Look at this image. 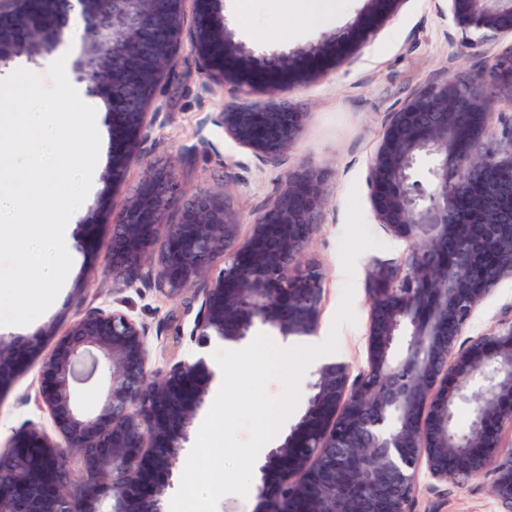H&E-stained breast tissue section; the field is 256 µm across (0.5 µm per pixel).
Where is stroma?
Returning <instances> with one entry per match:
<instances>
[{
	"label": "stroma",
	"mask_w": 512,
	"mask_h": 512,
	"mask_svg": "<svg viewBox=\"0 0 512 512\" xmlns=\"http://www.w3.org/2000/svg\"><path fill=\"white\" fill-rule=\"evenodd\" d=\"M242 3L238 13L233 0H224V15L235 39L259 56L293 51L325 32L344 29L365 6L364 0H337L335 12L322 15L318 0ZM497 49V44L479 42L477 32L456 27L446 0H404L397 16L380 26L359 53L340 66L322 68L298 87L294 100L306 114L302 132L287 154L270 161L238 146L222 127L211 123V116L234 103L240 90L209 74L191 48L183 47L151 106L156 116L143 135L140 158L126 168L111 191L103 176L112 166L114 144L111 131H103L91 189L72 219L75 262L54 303L31 324L14 327L12 336L40 338L46 355L55 336L64 334L72 319L100 307L123 311L149 327L152 377L164 376L172 364L196 349L213 359L223 344L214 339L206 347L197 346L191 330L200 302L192 293L166 296L144 275L116 285L105 280L112 240L108 208L134 194L152 171L177 182L183 198L201 190L224 195L246 221L273 200L286 171L309 165L324 172L328 194L322 222L301 259L302 267H316L323 276L319 339H326L330 331L345 283L338 246L350 189H358L366 208L365 221L382 243L357 261L353 303L357 322L343 325L336 354L353 370L364 368L369 326L366 267L375 260L398 261L405 250L404 242L376 224L367 209L368 162L392 113L421 85L482 68ZM511 309L512 279H507L477 310L467 335L491 334ZM40 369V362H33L0 394L1 445L23 428L50 429V418L37 402ZM491 482L488 475L463 484L421 479L414 512H497Z\"/></svg>",
	"instance_id": "35a3bbf8"
}]
</instances>
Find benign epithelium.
Here are the masks:
<instances>
[{"mask_svg":"<svg viewBox=\"0 0 512 512\" xmlns=\"http://www.w3.org/2000/svg\"><path fill=\"white\" fill-rule=\"evenodd\" d=\"M363 17L330 31L296 53L259 59L224 22L221 0H195L190 46L204 67L234 83L237 102L215 122L238 145L267 160L293 148L305 117L293 101L298 77L314 72L297 58L339 65L358 52L373 27L393 18L403 0H366ZM184 0H56L34 15L23 0H0V73L15 58L37 63L56 54L64 37L80 44L71 60L85 94L104 104L118 150L106 184L138 159L152 123L143 93L155 100L154 78L170 70L183 47ZM448 11L479 41L512 36V0H448ZM24 17L42 40L29 51L15 41ZM169 29L172 38L147 46L145 35ZM281 81L253 98L254 76ZM512 94V44L483 69L421 86L396 112L368 165L369 201L378 223L407 248L394 265L368 267L370 322L366 367L353 374L343 361L320 365L306 408L259 466L261 512H413L421 473L437 482L464 483L490 474L499 512H512V317L489 336L462 339L474 310L512 276V183L494 185L477 200L480 219L460 211L458 199L489 169L512 171V125L496 134L489 118ZM431 160L429 186L411 180L418 160ZM323 174L305 166L283 175V187L241 233L238 212L201 191L176 224L167 212L179 196L172 180L149 173L137 192L112 209L111 267L105 276L130 280L146 266L168 296L194 289L201 299L191 335L203 346L215 336L240 344L259 328L283 339L314 336L320 327L323 277L298 270L321 224L327 198ZM495 263L481 275L475 262ZM224 267L215 269L217 259ZM405 347L395 352L400 338ZM38 343L0 338V388L5 369ZM105 360L112 386L91 415L72 400L78 366ZM148 328L118 310L92 309L71 321L44 363L38 402L53 433L19 431L0 448V512H163L193 420L205 403L213 372L203 357L181 359L160 380L150 379ZM485 385L473 389L475 376ZM470 405L462 429L458 407ZM78 451L75 471L64 456ZM112 501L111 510L101 504Z\"/></svg>","mask_w":512,"mask_h":512,"instance_id":"obj_1","label":"benign epithelium"}]
</instances>
